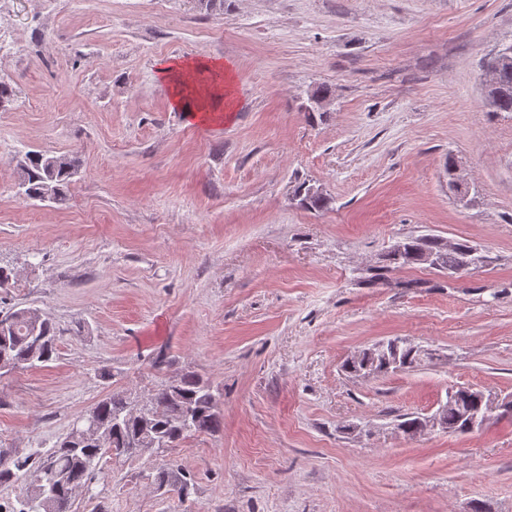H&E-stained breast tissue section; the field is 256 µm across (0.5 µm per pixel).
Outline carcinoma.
Returning a JSON list of instances; mask_svg holds the SVG:
<instances>
[{"instance_id":"1","label":"carcinoma","mask_w":512,"mask_h":512,"mask_svg":"<svg viewBox=\"0 0 512 512\" xmlns=\"http://www.w3.org/2000/svg\"><path fill=\"white\" fill-rule=\"evenodd\" d=\"M495 99V111L512 112V62L501 67L497 86L489 90ZM80 159L75 154H49L30 150L18 161L16 193L27 200L39 201L43 192L53 190V201L63 202L69 185L79 174ZM441 239L430 237L421 243H412V251L389 263L399 266L417 264L415 250L420 247L440 249ZM471 246L459 242L443 253V263L452 269L469 258ZM37 309H15L5 315L13 328L0 338V370L40 367L53 360L56 354L57 331L53 323L40 316L42 335L48 342L36 344L29 328ZM459 397L448 399V414L444 422L451 432L466 434L462 411L473 408L478 392L457 391ZM129 401L112 394L90 411L101 427L99 438L92 440L71 431L53 450L43 455L33 452L26 456L0 455V482H6L22 473L26 478L29 498L25 512H72L76 493L89 489L92 474L103 458L133 456L143 448H176L187 437L208 434L221 429L223 417L218 410L211 387L194 374H185L177 388L163 386L151 394V428L144 430L141 421L126 411ZM177 465L159 470L151 477L159 488L175 492L178 497L190 494V480L176 475Z\"/></svg>"}]
</instances>
